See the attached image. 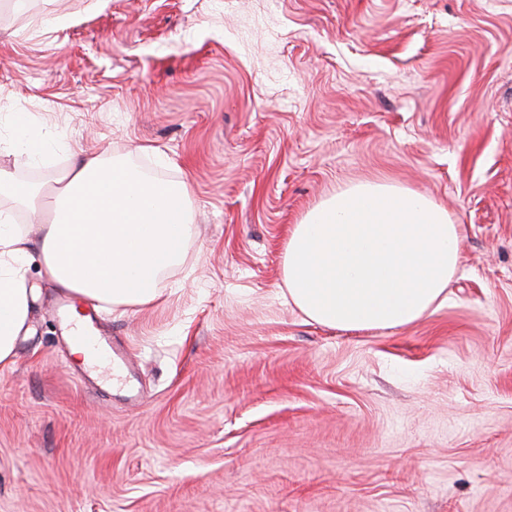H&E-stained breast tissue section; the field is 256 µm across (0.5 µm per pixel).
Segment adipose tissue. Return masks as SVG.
Segmentation results:
<instances>
[{
  "instance_id": "adipose-tissue-1",
  "label": "adipose tissue",
  "mask_w": 512,
  "mask_h": 512,
  "mask_svg": "<svg viewBox=\"0 0 512 512\" xmlns=\"http://www.w3.org/2000/svg\"><path fill=\"white\" fill-rule=\"evenodd\" d=\"M186 182L152 180L97 155L74 156L55 178L48 222L31 240L0 211V371L16 362L36 289L27 267L77 301L69 319L87 322L81 304L145 307L180 265L193 235ZM462 258V235L426 196L360 182L308 210L288 233L283 281L311 321L342 331L411 325L448 299Z\"/></svg>"
}]
</instances>
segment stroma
<instances>
[{
	"label": "stroma",
	"instance_id": "1",
	"mask_svg": "<svg viewBox=\"0 0 512 512\" xmlns=\"http://www.w3.org/2000/svg\"><path fill=\"white\" fill-rule=\"evenodd\" d=\"M89 148L186 181L196 233L157 304L95 314L136 406L71 369L30 268L0 512H512V0H0V168L47 186ZM360 181L463 229L412 325L284 299L289 227ZM16 130L20 137V148L31 161L42 159L48 149L43 140L34 133L26 118L19 116L16 121Z\"/></svg>",
	"mask_w": 512,
	"mask_h": 512
}]
</instances>
